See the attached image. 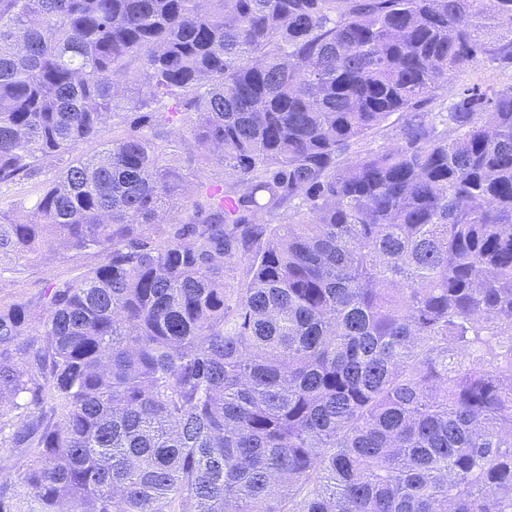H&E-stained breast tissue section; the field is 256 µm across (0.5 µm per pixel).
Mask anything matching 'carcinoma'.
Masks as SVG:
<instances>
[{
	"label": "carcinoma",
	"mask_w": 512,
	"mask_h": 512,
	"mask_svg": "<svg viewBox=\"0 0 512 512\" xmlns=\"http://www.w3.org/2000/svg\"><path fill=\"white\" fill-rule=\"evenodd\" d=\"M483 61L512 0H0V186L60 164L0 261L101 257L0 308V512H512V85L427 109ZM398 115H392L382 128L371 133L363 142L366 149H379L389 147L396 142L394 136L396 127L399 125ZM179 164L183 168L184 173L188 174V179L190 182H196L197 178L206 177L212 180H223L224 179V169L222 166L217 165L215 163L201 164L198 162V151L194 148V152L191 154L187 153V151H182L179 153Z\"/></svg>",
	"instance_id": "obj_1"
}]
</instances>
